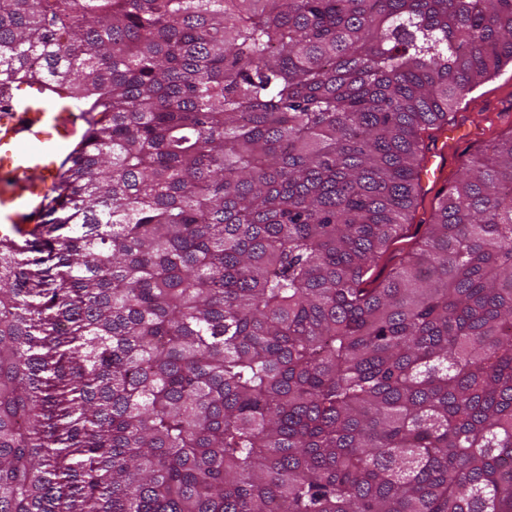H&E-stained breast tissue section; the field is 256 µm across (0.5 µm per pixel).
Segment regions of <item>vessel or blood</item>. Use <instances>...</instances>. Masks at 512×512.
Here are the masks:
<instances>
[{"label":"vessel or blood","instance_id":"vessel-or-blood-1","mask_svg":"<svg viewBox=\"0 0 512 512\" xmlns=\"http://www.w3.org/2000/svg\"><path fill=\"white\" fill-rule=\"evenodd\" d=\"M78 116L48 107H24L0 113V223L31 227L41 222L53 157L75 131ZM457 128L441 131L428 155L426 178L445 175V158Z\"/></svg>","mask_w":512,"mask_h":512}]
</instances>
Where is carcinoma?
<instances>
[{"label": "carcinoma", "mask_w": 512, "mask_h": 512, "mask_svg": "<svg viewBox=\"0 0 512 512\" xmlns=\"http://www.w3.org/2000/svg\"><path fill=\"white\" fill-rule=\"evenodd\" d=\"M512 0H0L83 116L0 235V512H512V131L379 284ZM451 125H448L450 127ZM460 127H450L436 133L438 138L437 147L428 155L425 162L423 173L426 178H433V181L445 176V158L448 154V145L454 141ZM440 133V134H439ZM439 134V137H438Z\"/></svg>", "instance_id": "1"}]
</instances>
